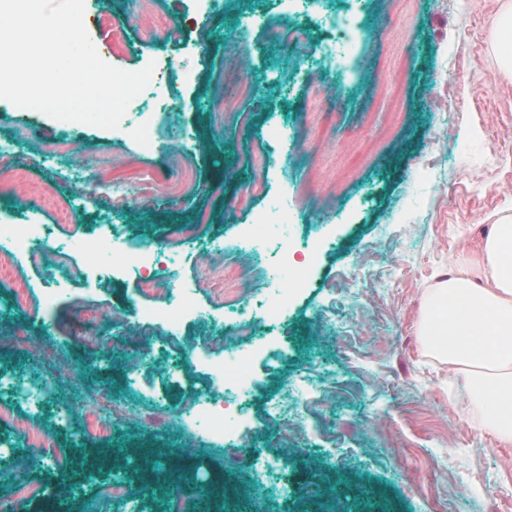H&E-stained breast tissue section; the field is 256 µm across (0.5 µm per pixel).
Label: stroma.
<instances>
[{"label":"stroma","instance_id":"stroma-1","mask_svg":"<svg viewBox=\"0 0 512 512\" xmlns=\"http://www.w3.org/2000/svg\"><path fill=\"white\" fill-rule=\"evenodd\" d=\"M503 2L155 0L147 17L137 0H84L103 60L157 62L165 79L139 106L163 98L188 144L163 125L151 152L92 125L66 134L0 99V141L26 162L21 180L0 166V225H45L59 251L54 269L34 252L0 265V498L33 429L48 461L29 466L23 512H198V487L217 478L259 512H512V446L475 430L419 336L428 288L512 214V77L492 49ZM352 7L364 36L348 65L327 67L328 21ZM157 23L170 25L166 41L150 38ZM242 40L239 68L227 51ZM393 100L400 121L377 139ZM47 150L85 155L88 180L45 164ZM104 185L122 198L98 195ZM262 214L278 237L253 257L241 241ZM116 235L154 247L162 294L139 291L130 267L98 276ZM282 235L304 280L280 278L278 319L244 315L270 293ZM218 242L244 271L240 291L225 292L204 259ZM172 289L198 315L173 328L134 320ZM262 347L255 391L225 393L241 418L232 447L184 421L213 390L200 356ZM294 387L312 420L303 431L268 410ZM89 412L106 437L84 432ZM185 467L195 483L176 487ZM112 483L127 486L123 499L102 494Z\"/></svg>","mask_w":512,"mask_h":512}]
</instances>
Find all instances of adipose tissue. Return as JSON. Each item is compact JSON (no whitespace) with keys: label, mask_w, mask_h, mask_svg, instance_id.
<instances>
[{"label":"adipose tissue","mask_w":512,"mask_h":512,"mask_svg":"<svg viewBox=\"0 0 512 512\" xmlns=\"http://www.w3.org/2000/svg\"><path fill=\"white\" fill-rule=\"evenodd\" d=\"M430 289L420 318L427 355L480 412L479 431L512 445V216L490 225L478 251Z\"/></svg>","instance_id":"adipose-tissue-1"}]
</instances>
